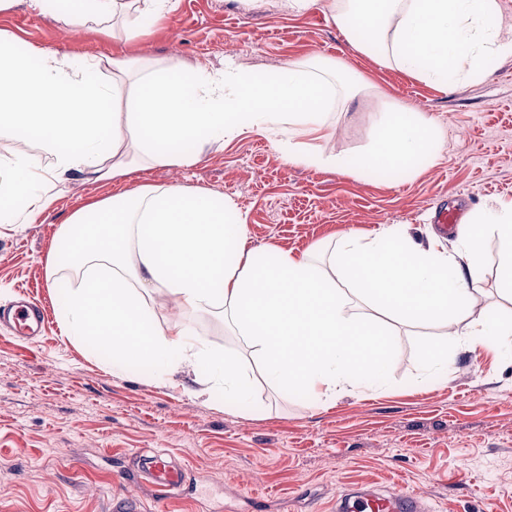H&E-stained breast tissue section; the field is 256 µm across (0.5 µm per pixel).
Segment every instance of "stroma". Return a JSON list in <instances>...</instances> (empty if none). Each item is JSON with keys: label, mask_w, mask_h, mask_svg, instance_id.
I'll return each instance as SVG.
<instances>
[{"label": "stroma", "mask_w": 512, "mask_h": 512, "mask_svg": "<svg viewBox=\"0 0 512 512\" xmlns=\"http://www.w3.org/2000/svg\"><path fill=\"white\" fill-rule=\"evenodd\" d=\"M137 13L118 25H82L17 0L0 11V30L73 63L136 56L164 65L202 64L223 72L276 69L313 56L339 59L395 101L437 117L444 145L417 175L344 176L288 165L273 136L244 128L206 145L198 163L158 165L109 182L72 175L53 186L57 200L31 224L0 223V307L27 287L48 310L42 337L0 328V512H150V496L119 482L136 469L130 454L169 453L194 492L170 497L168 512H333L337 488L400 486L436 512H512V335L500 349L467 348L473 317L455 324L397 322L336 281L354 313L372 319L391 349L383 383L333 398L282 394L265 378L250 342L201 315L193 326L215 350L238 359L250 381L248 409L219 395H189L191 372L119 367L68 336L47 258L61 224L89 202L144 183L204 189L245 215L248 248L301 253L330 249L343 232L370 237L393 226L419 243L435 233L433 204L461 215L512 199V57L487 76L442 91L356 53L323 7L295 14L284 0H176L164 20L135 33ZM371 94L339 102L324 147L365 151L383 118ZM25 154L52 165L41 140L0 127V163ZM500 245L484 242V290L476 309L512 319V295L497 285ZM442 351L446 377L431 374L426 347Z\"/></svg>", "instance_id": "obj_1"}]
</instances>
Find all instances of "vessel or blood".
<instances>
[{"instance_id": "obj_1", "label": "vessel or blood", "mask_w": 512, "mask_h": 512, "mask_svg": "<svg viewBox=\"0 0 512 512\" xmlns=\"http://www.w3.org/2000/svg\"><path fill=\"white\" fill-rule=\"evenodd\" d=\"M43 315L34 304L21 300L8 321L23 331L24 337L38 335ZM139 461L148 484L153 488L157 505H164L172 492L184 481L185 469L163 454L140 456ZM337 512H431L419 496L402 489L381 491L369 486L338 488L335 495Z\"/></svg>"}]
</instances>
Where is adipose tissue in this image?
<instances>
[{"instance_id":"1","label":"adipose tissue","mask_w":512,"mask_h":512,"mask_svg":"<svg viewBox=\"0 0 512 512\" xmlns=\"http://www.w3.org/2000/svg\"><path fill=\"white\" fill-rule=\"evenodd\" d=\"M31 2L83 24L118 12V0ZM327 7L354 51L444 91L458 75L483 79L490 59L512 56V40L500 34L498 0H328ZM369 85L346 62L318 56L248 74L229 62L220 74L200 66L172 74L124 57L113 59L107 82L95 59L70 74L0 31V124L36 135L54 158L47 169L22 155L0 165V223L33 222L55 201L49 183L71 173L113 181L149 164L192 165L199 150L182 152L178 143L231 124L277 130L276 146L291 166L378 176L434 165L440 122L389 100L368 153L324 151L338 97ZM490 232L504 247L498 284L508 291L512 200L493 201L460 225L457 254L389 227L372 239L339 234L332 264L389 317L444 323L459 318L479 292ZM247 237L246 219L231 202L181 185L143 184L83 206L62 225V247L51 254L54 270L82 271L61 301L70 334L94 340L119 365L164 362L173 374L189 368L202 393L236 396L244 408L250 389L237 359L199 337L193 316L230 315L282 393L327 396L381 383L388 341L369 319L351 313L347 295L313 252L271 247L258 254L247 249ZM157 294L173 298L182 318L157 323L145 304Z\"/></svg>"}]
</instances>
